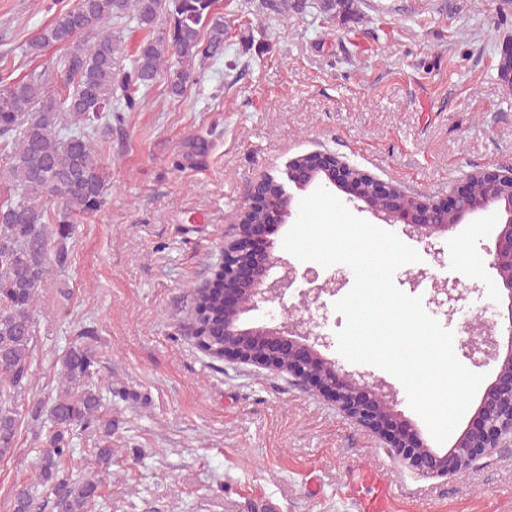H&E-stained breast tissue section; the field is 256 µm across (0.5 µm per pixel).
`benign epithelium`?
Returning a JSON list of instances; mask_svg holds the SVG:
<instances>
[{
  "instance_id": "1",
  "label": "benign epithelium",
  "mask_w": 512,
  "mask_h": 512,
  "mask_svg": "<svg viewBox=\"0 0 512 512\" xmlns=\"http://www.w3.org/2000/svg\"><path fill=\"white\" fill-rule=\"evenodd\" d=\"M323 173L330 184L344 191L350 201H362L372 214L387 224L399 221L409 232L432 249L433 260L441 264L444 252L434 248L432 238L455 228L468 216L495 207L502 228L494 245L486 248L489 266L498 276L499 290L508 299L506 351L500 353L497 337L481 333L466 343L468 356L481 364L491 356L500 360L495 380L486 389L468 426L445 455L433 453L414 430L408 429L396 413L394 389L381 381H370L363 373L350 372L317 350L328 346L326 337L304 321H283L274 326H245L242 316L260 309V305L281 299L298 278L296 267L288 260L266 252L255 261L247 249L252 229L260 224L274 230L292 215L294 194L291 188L308 186ZM224 286L234 297L224 303V357L259 368L285 372L304 389L318 392L336 403L353 421L382 437L412 468L437 477H446L474 461L502 442L512 440V166L496 171L471 174L448 192L441 202H426L408 197L388 183L372 177L336 156L312 152L298 157L285 171V179L269 177L257 183L244 206L238 233L224 244ZM320 285L300 291L309 305L321 307V297L341 287Z\"/></svg>"
}]
</instances>
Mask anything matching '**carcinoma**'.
<instances>
[{
    "label": "carcinoma",
    "mask_w": 512,
    "mask_h": 512,
    "mask_svg": "<svg viewBox=\"0 0 512 512\" xmlns=\"http://www.w3.org/2000/svg\"><path fill=\"white\" fill-rule=\"evenodd\" d=\"M215 0H78L56 15L26 46L35 58L50 47L67 52L53 66L13 78L0 74V458L17 446L22 414L40 418L48 409L45 446L38 449L36 485L14 488L11 512H100L106 508L102 477L112 468V388L100 386L95 332L84 329L61 357L62 387L50 407L35 399L18 411L16 398L31 378L36 347L38 289L63 267L64 243L75 231L74 216L99 211L107 200L109 164L99 141L112 122L137 105L136 93L166 74L169 96L181 98L203 80L208 60L224 56V18ZM354 0H319L328 19L352 9ZM146 30L129 65L121 66V40L112 21ZM165 24L155 33L159 24ZM498 74L512 82V44L501 48ZM205 149L185 142L184 166L194 167ZM221 274L196 290L198 344L221 358L224 292ZM88 438L94 475L70 469L74 440Z\"/></svg>",
    "instance_id": "obj_1"
}]
</instances>
